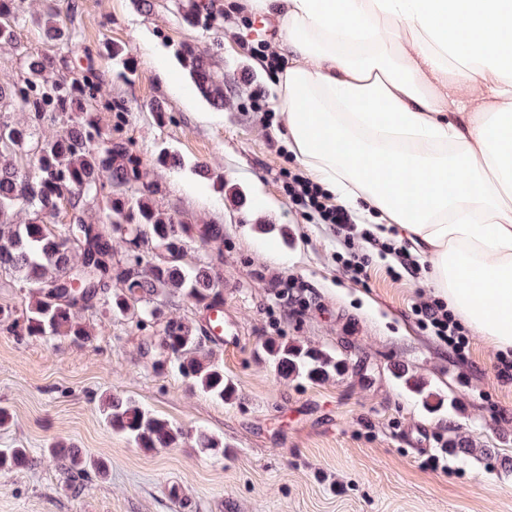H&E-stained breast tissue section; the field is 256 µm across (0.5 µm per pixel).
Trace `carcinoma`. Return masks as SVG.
<instances>
[{
	"mask_svg": "<svg viewBox=\"0 0 512 512\" xmlns=\"http://www.w3.org/2000/svg\"><path fill=\"white\" fill-rule=\"evenodd\" d=\"M17 0H0V47L22 59L18 73H0V101L8 97L23 112L21 120L0 116V271H7L27 292L17 310L0 306V330L14 336H68L84 342L91 336L78 314L100 310L104 316L136 319V326L160 322V339L143 343L142 352L157 358L201 391L228 401L235 395L224 365L211 359L197 329L166 315L164 303L180 298L213 309L222 305L218 277L207 263L188 266L175 254L190 243L206 249L224 243L220 224H193L159 208L146 169L127 143L112 135V103L103 101L98 60H112L132 72L123 50L109 44L92 49L69 45L60 12L43 13L44 39L58 46L56 58L33 54L18 42L14 23ZM183 17L193 27L219 29L223 0H185ZM198 92L224 105V83L214 79L204 56L185 45L177 50ZM26 163L16 164V156ZM107 191L105 219L93 216L86 196ZM70 221L52 230L49 220L62 207ZM142 254L128 265L116 248L129 246L132 233ZM267 358L283 379L327 380L344 373L345 360L312 347L267 341ZM112 431L139 448H176L186 438L182 428L132 400L102 399ZM49 452L77 475L93 466L107 472L103 460H90L78 448L54 444ZM25 448L0 450V469L28 466Z\"/></svg>",
	"mask_w": 512,
	"mask_h": 512,
	"instance_id": "carcinoma-1",
	"label": "carcinoma"
}]
</instances>
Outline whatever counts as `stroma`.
I'll list each match as a JSON object with an SVG mask.
<instances>
[{"mask_svg": "<svg viewBox=\"0 0 512 512\" xmlns=\"http://www.w3.org/2000/svg\"><path fill=\"white\" fill-rule=\"evenodd\" d=\"M74 42H109L135 70L121 74L103 61L107 98L124 110L116 122L155 186L153 202L176 217L224 227L223 249L188 245L186 264L205 260L224 293V318L237 330L234 347L208 341L236 387L232 401L215 399L173 369L142 356L154 323L137 329L125 318L99 330L100 313L82 320L95 334L18 339L0 331V449H28L27 467L0 470V512H512V381L494 371L497 354L470 337L460 360L417 323L415 304L436 297L424 277L391 279L382 261L358 284L336 263V235L303 218L279 181L288 134L283 117L264 129L249 107L263 93L276 106L273 77L241 43L278 44L276 21L224 0V27L186 24L181 0H73ZM46 0H26L16 23L29 51L55 53L37 18ZM183 42L211 56L224 80L223 106L194 89L175 54ZM164 51L173 76L161 80ZM163 104L164 120L152 107ZM170 156L158 163L160 152ZM307 287L309 306L285 315L278 279ZM285 339L344 358L347 371L322 382L282 379L261 345ZM403 367L444 406L429 410L395 376ZM133 400L188 430L176 448L147 451L105 424L102 393ZM223 439V451L197 448L193 433ZM473 452L443 454L448 439ZM61 442L106 460V477L72 476L48 454ZM493 456H485V449ZM443 455L431 469L427 459Z\"/></svg>", "mask_w": 512, "mask_h": 512, "instance_id": "35a3bbf8", "label": "stroma"}]
</instances>
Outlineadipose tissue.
Instances as JSON below:
<instances>
[{
    "mask_svg": "<svg viewBox=\"0 0 512 512\" xmlns=\"http://www.w3.org/2000/svg\"><path fill=\"white\" fill-rule=\"evenodd\" d=\"M293 63L288 148L388 238L399 227L449 309L512 350V0H249ZM485 106L448 107L449 90Z\"/></svg>",
    "mask_w": 512,
    "mask_h": 512,
    "instance_id": "obj_1",
    "label": "adipose tissue"
}]
</instances>
